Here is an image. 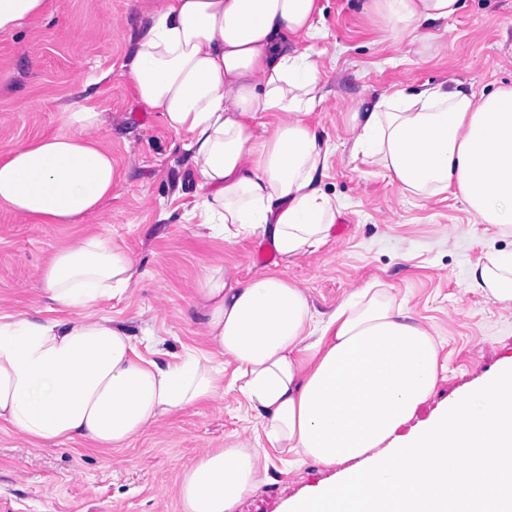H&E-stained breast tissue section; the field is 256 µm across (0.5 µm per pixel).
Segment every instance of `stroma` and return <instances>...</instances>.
Here are the masks:
<instances>
[{
  "label": "stroma",
  "instance_id": "35a3bbf8",
  "mask_svg": "<svg viewBox=\"0 0 512 512\" xmlns=\"http://www.w3.org/2000/svg\"><path fill=\"white\" fill-rule=\"evenodd\" d=\"M147 2L58 0L53 15L0 35V149L67 132L62 113L101 112L112 121L101 143L124 179L103 219L86 224H20L0 210V314L45 317L41 267L74 237L97 232L129 246L138 278L132 294L99 306V314L176 354L202 342L192 293L205 268L221 260L247 279L262 267L253 260L258 238H203L184 217L194 191L181 180L187 154L161 114L136 102L124 68L149 23ZM357 2L320 0L324 35L301 43L317 60L328 97L307 119L337 145L323 182L347 230L304 255L287 276L308 290L320 313L378 283L414 320L434 328L442 366L414 418L421 424L512 361V310L472 288L467 276L485 263L489 245L512 246V229L476 223L451 195H402L385 170L351 159L345 128L352 112L399 89L458 81L478 93L512 86V57L501 50L512 43V0H462L458 13L429 24L427 38L411 43L395 42L387 23L360 15ZM261 438L246 401L232 391L112 452L83 443L36 448L0 430V502L14 512H181L177 482L204 449ZM335 473L270 451L266 475L237 512H281L285 501Z\"/></svg>",
  "mask_w": 512,
  "mask_h": 512
}]
</instances>
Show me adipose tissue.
<instances>
[{
  "label": "adipose tissue",
  "instance_id": "1",
  "mask_svg": "<svg viewBox=\"0 0 512 512\" xmlns=\"http://www.w3.org/2000/svg\"><path fill=\"white\" fill-rule=\"evenodd\" d=\"M459 0H361L397 40L457 13ZM319 0H151L126 67L135 99L182 137L189 219L232 243L267 241L273 267L246 279L207 268L194 288L202 349L141 351L97 305L138 284L122 241L75 237L39 272L49 318L0 315V429L34 447H127L157 422L236 390L265 448L340 466L284 512H512V364L400 435L438 382L439 344L385 288L355 289L317 317L286 276L326 243L340 209L323 186L334 152L306 116L326 95L301 39ZM70 133L0 153V209L23 224H83L122 184L101 145L107 121L70 112ZM353 158L402 193L451 192L477 223L512 227V88L456 83L380 96L346 129ZM234 365L225 379L226 365ZM203 450L181 475V512H234L260 481L264 450Z\"/></svg>",
  "mask_w": 512,
  "mask_h": 512
}]
</instances>
